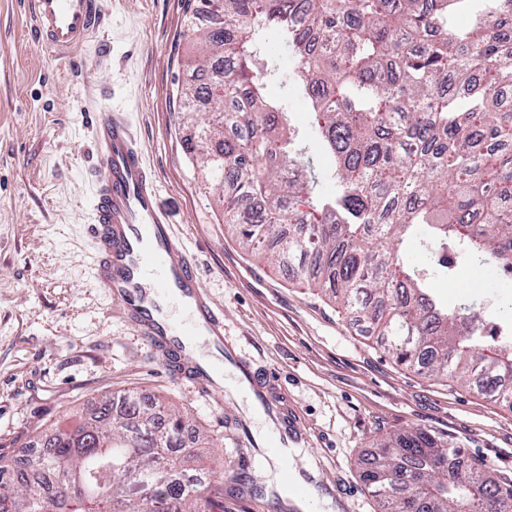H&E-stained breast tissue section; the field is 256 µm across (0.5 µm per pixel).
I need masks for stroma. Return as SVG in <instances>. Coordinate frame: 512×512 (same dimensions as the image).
<instances>
[{"label":"stroma","instance_id":"35a3bbf8","mask_svg":"<svg viewBox=\"0 0 512 512\" xmlns=\"http://www.w3.org/2000/svg\"><path fill=\"white\" fill-rule=\"evenodd\" d=\"M101 2L105 26L62 59L33 40L27 0H0V455L28 452L31 437L57 421L134 391L145 402L165 399L213 439L208 475L226 488L224 512H270L281 462L238 451L235 418L255 440L268 431L251 413L250 393L235 389L240 373L226 372L223 403L206 397L169 370L91 276V182L102 172L92 127L112 104L141 138L160 204L222 308L227 334L278 378L310 435L311 460L343 483L354 512H374L362 474L377 441L410 429L447 439L511 483L512 408L398 366L335 301L244 252L226 231L216 191L185 152L192 129L177 118L176 87L199 53L187 0ZM270 93L287 97L320 188L329 190L330 161L305 100L276 82ZM430 286L448 304L512 325V283L485 265L457 256L452 276L431 275Z\"/></svg>","mask_w":512,"mask_h":512}]
</instances>
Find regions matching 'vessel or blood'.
Masks as SVG:
<instances>
[{
  "instance_id": "b4317fda",
  "label": "vessel or blood",
  "mask_w": 512,
  "mask_h": 512,
  "mask_svg": "<svg viewBox=\"0 0 512 512\" xmlns=\"http://www.w3.org/2000/svg\"><path fill=\"white\" fill-rule=\"evenodd\" d=\"M30 7L38 44L62 57L83 47L102 22L101 0H30ZM94 144L105 169L93 187L88 226L96 244L91 269L98 287L118 301L139 335L171 358L193 352L200 339L218 351L220 360L200 357L181 368L204 392L223 396L225 366L249 377L255 405L273 425L266 440L268 453L293 451L281 472L278 512H306L317 494L335 498V485L299 456L309 436L289 421L287 406L271 392L272 379L253 380L250 361L226 335L221 310L159 204V186L127 113L115 108L101 114L94 124ZM172 298L187 309L186 319L172 317Z\"/></svg>"
}]
</instances>
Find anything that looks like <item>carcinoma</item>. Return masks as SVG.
Wrapping results in <instances>:
<instances>
[{"mask_svg": "<svg viewBox=\"0 0 512 512\" xmlns=\"http://www.w3.org/2000/svg\"><path fill=\"white\" fill-rule=\"evenodd\" d=\"M488 4L460 29L449 7ZM203 54L177 91L196 120L187 151L224 191V223L247 251L336 301L381 336L396 363L512 403V329L488 327L434 297L426 269L403 261L419 241L448 274L458 248L512 276V0H188ZM278 37L335 188L317 189L312 159L273 99L264 64ZM102 417L55 429L24 478L0 465V512H224V483L200 480L172 448L184 417L130 392ZM365 471L375 512H501L512 501L485 464L448 467L462 449L416 430L384 440Z\"/></svg>", "mask_w": 512, "mask_h": 512, "instance_id": "1", "label": "carcinoma"}]
</instances>
